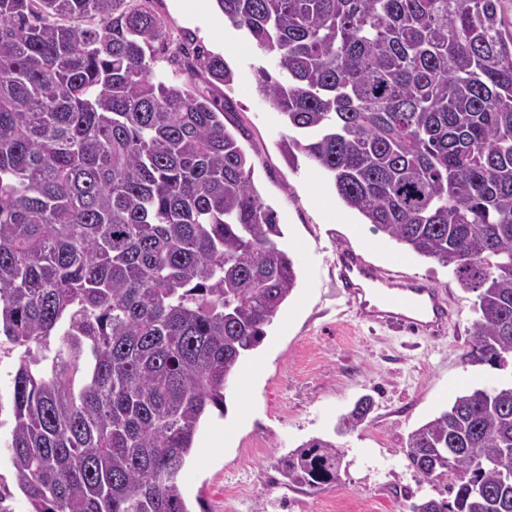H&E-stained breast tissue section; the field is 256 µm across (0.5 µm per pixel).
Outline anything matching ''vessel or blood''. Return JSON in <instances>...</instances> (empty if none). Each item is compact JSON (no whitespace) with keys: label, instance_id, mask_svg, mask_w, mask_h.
<instances>
[{"label":"vessel or blood","instance_id":"1","mask_svg":"<svg viewBox=\"0 0 512 512\" xmlns=\"http://www.w3.org/2000/svg\"><path fill=\"white\" fill-rule=\"evenodd\" d=\"M334 267L350 305L369 322L436 340L458 315L445 290L404 272L381 271L352 247H337Z\"/></svg>","mask_w":512,"mask_h":512}]
</instances>
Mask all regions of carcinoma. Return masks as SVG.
Listing matches in <instances>:
<instances>
[{"label": "carcinoma", "mask_w": 512, "mask_h": 512, "mask_svg": "<svg viewBox=\"0 0 512 512\" xmlns=\"http://www.w3.org/2000/svg\"><path fill=\"white\" fill-rule=\"evenodd\" d=\"M154 0H0V355L16 356L0 474L27 512H191L182 480L240 359L296 286L276 211L224 125V57L186 35L156 75ZM275 59L256 91L288 161L477 293L467 357H512V30L504 0H215ZM370 396L335 433L364 423ZM409 512H512V384L413 430ZM312 439L281 474L340 482Z\"/></svg>", "instance_id": "1"}]
</instances>
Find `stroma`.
<instances>
[{
    "label": "stroma",
    "instance_id": "stroma-1",
    "mask_svg": "<svg viewBox=\"0 0 512 512\" xmlns=\"http://www.w3.org/2000/svg\"><path fill=\"white\" fill-rule=\"evenodd\" d=\"M195 2L156 0L154 10L172 39L194 33L238 73L224 123L252 161L263 200L278 214L280 243L296 258L298 280L263 342L233 374L227 415L212 416L196 437L184 474L192 512H226L236 487L245 493L238 512H395L403 492L444 497L443 486L419 483L408 467V434L458 396L512 381V362L500 367L467 359L477 295L461 288L452 267L407 251L358 213L347 224L328 217L322 202L344 208L333 184L307 160L289 164L282 148L288 127L254 89L253 69L273 67V57L225 23L218 8L194 13ZM340 242L379 266L449 289L458 322L438 341L361 322L332 272ZM365 395L375 402L368 420L335 436L339 417ZM314 438L341 446L340 483L318 491L288 486L279 459Z\"/></svg>",
    "mask_w": 512,
    "mask_h": 512
}]
</instances>
